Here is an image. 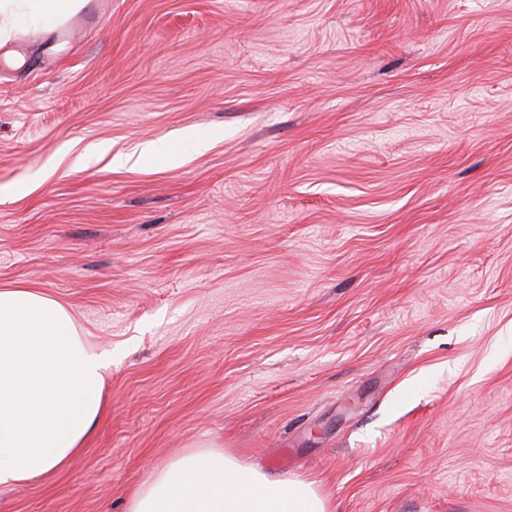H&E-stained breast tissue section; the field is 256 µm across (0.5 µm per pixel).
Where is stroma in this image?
Listing matches in <instances>:
<instances>
[{"label":"stroma","mask_w":512,"mask_h":512,"mask_svg":"<svg viewBox=\"0 0 512 512\" xmlns=\"http://www.w3.org/2000/svg\"><path fill=\"white\" fill-rule=\"evenodd\" d=\"M16 285L112 367L0 512H126L203 448L335 512H512V0H87L13 33Z\"/></svg>","instance_id":"1"}]
</instances>
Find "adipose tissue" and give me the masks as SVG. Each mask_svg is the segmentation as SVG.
<instances>
[{
	"mask_svg": "<svg viewBox=\"0 0 512 512\" xmlns=\"http://www.w3.org/2000/svg\"><path fill=\"white\" fill-rule=\"evenodd\" d=\"M85 0H0V35L50 28ZM112 356L81 336L69 310L26 287L0 289V487L67 464L105 407ZM126 512H333L313 484L247 468L203 449L163 467L137 488Z\"/></svg>",
	"mask_w": 512,
	"mask_h": 512,
	"instance_id": "1",
	"label": "adipose tissue"
}]
</instances>
